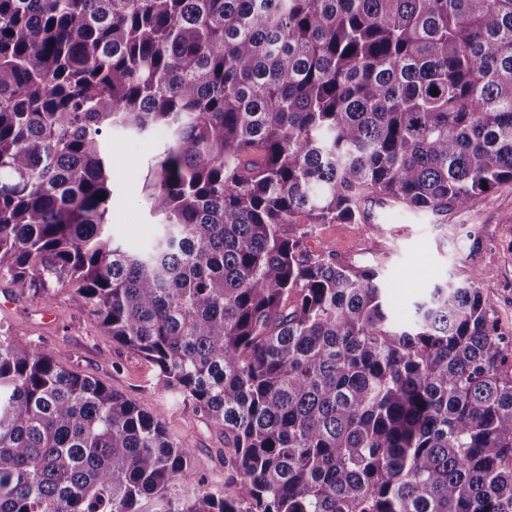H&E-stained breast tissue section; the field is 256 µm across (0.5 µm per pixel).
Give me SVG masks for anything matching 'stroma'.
Returning <instances> with one entry per match:
<instances>
[{"instance_id":"stroma-1","label":"stroma","mask_w":512,"mask_h":512,"mask_svg":"<svg viewBox=\"0 0 512 512\" xmlns=\"http://www.w3.org/2000/svg\"><path fill=\"white\" fill-rule=\"evenodd\" d=\"M167 142L161 131L137 136L120 129L103 141L113 162L107 222L129 247L149 243L156 232L151 197L160 188L158 161ZM368 211L364 224L302 225L306 250L331 253L346 266L378 265L379 282L390 288L401 323L410 322L415 302L434 287L489 270L481 290L492 300L502 331L512 332V184L441 215L378 205ZM0 329L160 416L169 434L191 449L198 490L221 489L234 474L223 428L183 397L160 390L156 369L73 309L68 289H56L44 306L0 280Z\"/></svg>"}]
</instances>
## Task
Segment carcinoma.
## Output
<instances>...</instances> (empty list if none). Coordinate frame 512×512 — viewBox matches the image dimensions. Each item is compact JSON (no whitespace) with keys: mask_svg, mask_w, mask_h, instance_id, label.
<instances>
[{"mask_svg":"<svg viewBox=\"0 0 512 512\" xmlns=\"http://www.w3.org/2000/svg\"><path fill=\"white\" fill-rule=\"evenodd\" d=\"M114 127L169 135L139 251L106 224ZM507 182L512 0H0V280L71 286L236 472L176 496L160 417L1 331L0 512H512L491 272L401 324L300 228Z\"/></svg>","mask_w":512,"mask_h":512,"instance_id":"cac0c4a2","label":"carcinoma"}]
</instances>
